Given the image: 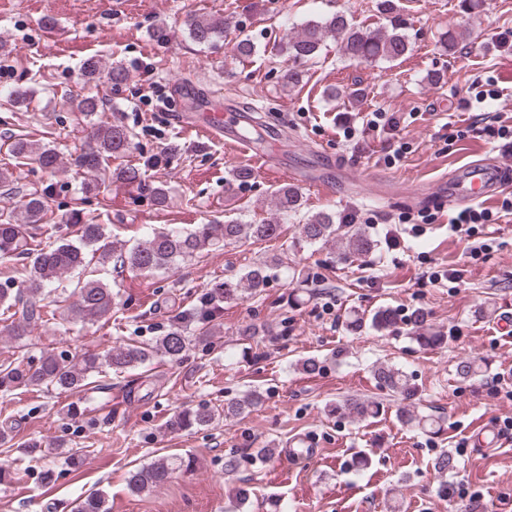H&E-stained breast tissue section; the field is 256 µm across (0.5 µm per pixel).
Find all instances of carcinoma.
Listing matches in <instances>:
<instances>
[{
	"instance_id": "1",
	"label": "carcinoma",
	"mask_w": 512,
	"mask_h": 512,
	"mask_svg": "<svg viewBox=\"0 0 512 512\" xmlns=\"http://www.w3.org/2000/svg\"><path fill=\"white\" fill-rule=\"evenodd\" d=\"M226 23L203 16L192 15L187 20L190 38L199 44H211L224 34ZM336 38L342 54L358 63L377 61L394 62L410 50L408 36L403 32L400 22L391 21V30L363 29L354 26L346 16L334 14L319 20H309L298 31L284 35L272 46V50L294 61L308 60L321 50L325 39ZM238 57H250L256 53L252 39L243 34L233 45ZM83 76L92 82L104 78L114 85L123 84L128 77L126 69L120 64L106 66L96 57H90L83 63ZM271 115L268 112H256L250 116L244 137L257 146L265 143L264 133L270 128ZM134 149L133 133L121 124H100L94 134V145L82 151L73 159L74 166L92 177V181L113 179L128 186H138L142 181L141 170L131 165H117L111 169L108 161L116 160ZM11 153L15 158L34 160L39 166L54 173L60 169L61 161L55 149L26 138H16L11 143ZM0 193L6 197L22 198L23 222H12L11 216L0 218V259L13 261L19 265L15 269L20 285L17 290L0 289V308L5 317L0 319L5 325L0 330L19 342L27 329L38 323H44L46 308L53 306L51 319L62 323H81L94 325L108 320L117 308V294L101 280L92 276L78 282L74 289L75 301L65 306L55 297L57 283L63 277L76 270L85 271L90 264L88 256L97 258V262L110 263L124 272L153 274L168 271L181 262L191 261L203 256V253L222 249L251 239L260 241H279L282 252L295 247L284 235V224L288 216L294 215L300 208V191L291 185H283L271 192L274 212L271 217L259 224H246L239 220H230L224 224H198L193 229L171 227L162 231L153 230L132 247H126L118 238H109L103 224H81L78 227L80 244L65 239L53 242H34V231L42 228L43 217L48 209L46 193L27 192L18 186V180L7 168L0 169ZM300 240L310 245L333 243L338 248L340 259L365 258L377 247L369 231L353 224L336 223L335 214L319 211L305 218L298 225ZM92 248L87 254L85 248ZM283 267V260H259L240 274L224 279L221 286L205 294L201 299L199 323L204 326L202 335H207V326L219 317L221 304L245 297H256L263 293L276 271ZM191 317L176 318L170 329L158 337L151 345L126 343L105 350L101 354H89L76 362L68 355L48 353L33 361L21 356L13 360L8 358L0 362V389L19 387L61 388L77 390L91 373H103L108 370L115 374L145 365L155 357L166 359L171 364L180 362L188 350L191 339L186 334L184 322ZM401 321L399 312L390 307L380 308L370 318L355 314L347 319V327L358 331L365 326L381 331L393 327ZM407 322L413 327L414 340L422 348L437 347L446 342L442 334L423 333L420 328L425 322V314L420 310L410 313ZM245 340L260 346L270 336L265 327L248 325L242 331ZM456 372L463 379L472 378L482 372V365L476 359H462L456 364ZM374 379L381 390H385L405 400H412L418 389L412 377L394 366L380 365L374 369ZM263 395L251 391L240 399L224 403V419L242 418L253 408L261 405ZM330 412L353 420L375 418L380 414V405L358 399H345L330 408ZM398 420L424 432L437 433L441 430L439 419L423 414L417 407H406L397 413ZM216 419L211 408L199 405L185 408L169 426L173 430L202 429L210 426ZM175 460L159 457L142 468L129 472L128 487L134 493L157 488L169 479L174 470ZM75 512H110L106 495L100 491L78 502Z\"/></svg>"
}]
</instances>
